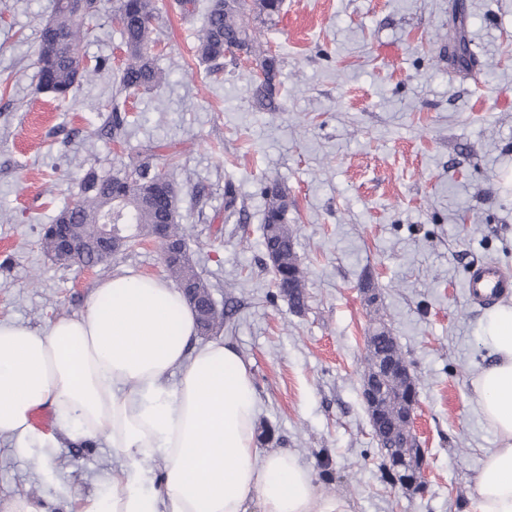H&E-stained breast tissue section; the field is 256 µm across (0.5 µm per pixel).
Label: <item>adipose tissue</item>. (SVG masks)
<instances>
[{
  "label": "adipose tissue",
  "mask_w": 512,
  "mask_h": 512,
  "mask_svg": "<svg viewBox=\"0 0 512 512\" xmlns=\"http://www.w3.org/2000/svg\"><path fill=\"white\" fill-rule=\"evenodd\" d=\"M194 311L156 276L102 282L84 312L35 330L0 320V437L55 448L58 432L103 443L124 476L74 512H351L285 452H261L259 403L247 363L230 345L198 347ZM480 342L492 361L471 378V406L497 446L467 512H512V301L488 310ZM176 383H169V376ZM48 409L57 430L31 422ZM161 459L153 472L145 463Z\"/></svg>",
  "instance_id": "obj_1"
}]
</instances>
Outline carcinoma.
Listing matches in <instances>:
<instances>
[{"mask_svg":"<svg viewBox=\"0 0 512 512\" xmlns=\"http://www.w3.org/2000/svg\"><path fill=\"white\" fill-rule=\"evenodd\" d=\"M97 0H64L57 4L51 20L40 31L37 55L39 85L42 90L59 99L66 98L82 79L97 75L102 63L94 67L83 65L79 44L84 37L82 20L96 11ZM282 0H214L208 13L207 24L197 38V57L205 62L216 61L226 52L242 51L250 58L256 70L262 73L254 88V102L261 110L275 112L278 99V56L263 49L257 31L244 24L243 17L251 12L257 18L270 20L279 15ZM114 15L120 19V28L126 53L125 67L120 74L121 87L128 90L150 88L166 80L163 71L156 67L152 46L155 39L153 21L157 19L156 0H115ZM122 203L126 221L142 232L154 224L171 225L172 233L181 234L175 222L177 193L165 177L151 172L148 159L131 162L112 173L89 169L82 180L81 195L61 209L55 219L77 225L89 245V259L98 258L101 243L95 225L104 221L105 197ZM264 224H272L264 247L279 237L290 238L288 227V194L276 183L264 189ZM165 271L178 284L195 282L200 297L209 295V287L198 275L189 258L165 262ZM281 282L293 281L292 298L298 308L305 306V272L295 253H286L279 270Z\"/></svg>","mask_w":512,"mask_h":512,"instance_id":"1","label":"carcinoma"}]
</instances>
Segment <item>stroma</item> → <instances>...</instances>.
I'll return each instance as SVG.
<instances>
[{
	"instance_id": "1",
	"label": "stroma",
	"mask_w": 512,
	"mask_h": 512,
	"mask_svg": "<svg viewBox=\"0 0 512 512\" xmlns=\"http://www.w3.org/2000/svg\"><path fill=\"white\" fill-rule=\"evenodd\" d=\"M56 0H0V319L33 329L81 313L101 281L161 276L159 243L92 270L44 252L45 224L76 200L89 168L152 152L178 189L177 222L210 284L231 343L250 368L272 427L264 451H289L352 512H466L492 433L470 407L487 362L488 307L466 288L474 263L512 275V0H283L260 24L279 55L280 111L253 100V65L195 54L212 0H157L161 86L122 91L114 0L83 21L80 54L103 60L67 99L42 92L40 30ZM475 57L448 61V20ZM126 122L112 135V113ZM288 194L306 272L294 312L263 246L265 186ZM372 287L376 306L362 290ZM385 323L416 376L424 491L392 487L361 395L365 338ZM331 465L321 469L320 454ZM119 468L104 445L19 450L0 440V504L111 493Z\"/></svg>"
}]
</instances>
